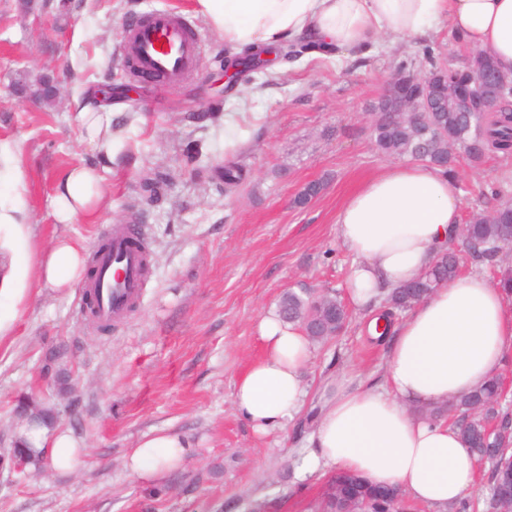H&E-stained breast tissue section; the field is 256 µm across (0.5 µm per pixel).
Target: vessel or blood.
I'll return each instance as SVG.
<instances>
[{
    "label": "vessel or blood",
    "mask_w": 512,
    "mask_h": 512,
    "mask_svg": "<svg viewBox=\"0 0 512 512\" xmlns=\"http://www.w3.org/2000/svg\"><path fill=\"white\" fill-rule=\"evenodd\" d=\"M136 48L140 73L159 75L168 84L182 83L198 68L199 39L187 18L169 9L149 13L125 33ZM150 264V250L135 229L116 225L107 249L95 256L96 275L88 287L95 294L96 319L124 316L138 301Z\"/></svg>",
    "instance_id": "b4317fda"
}]
</instances>
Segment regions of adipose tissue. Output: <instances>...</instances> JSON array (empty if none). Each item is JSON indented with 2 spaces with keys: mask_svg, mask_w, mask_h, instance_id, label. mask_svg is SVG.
<instances>
[{
  "mask_svg": "<svg viewBox=\"0 0 512 512\" xmlns=\"http://www.w3.org/2000/svg\"><path fill=\"white\" fill-rule=\"evenodd\" d=\"M210 29L231 50L296 39L312 53L364 54L386 33L421 37L440 23L468 47L512 72V0H195ZM97 158L67 169L53 196L56 223L90 217L104 195L101 167L112 163L111 141H99L110 112L84 106L79 114ZM460 221L453 179L425 163L392 164L351 192L336 216V237L357 256L346 292L359 307L379 306L387 289L423 273L447 247ZM87 248L57 238L40 267L43 286L64 290L82 277ZM265 352L239 380L238 414L255 433L283 430L307 403L303 384L310 363L307 337L277 313L258 326ZM392 349L387 387L376 392L337 382L319 410L305 458L309 470L334 467L375 485L395 486L431 507L460 501L473 487L476 460L456 428L428 420L418 407L448 403L497 376L512 354V294L473 273L434 289L389 328ZM34 458L57 472L82 464L70 432L21 424ZM189 446L160 433L141 439L129 467L151 479L175 467Z\"/></svg>",
  "mask_w": 512,
  "mask_h": 512,
  "instance_id": "1",
  "label": "adipose tissue"
}]
</instances>
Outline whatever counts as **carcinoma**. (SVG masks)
<instances>
[{
	"instance_id": "carcinoma-1",
	"label": "carcinoma",
	"mask_w": 512,
	"mask_h": 512,
	"mask_svg": "<svg viewBox=\"0 0 512 512\" xmlns=\"http://www.w3.org/2000/svg\"><path fill=\"white\" fill-rule=\"evenodd\" d=\"M470 79V69L448 68L443 81L444 88H452ZM380 112H375L371 123L372 141L376 149L388 156H409L439 166L444 173L453 174V163L457 151L463 150L467 158L477 161L479 156L471 146L480 144L487 152H496L507 160L512 157V105L509 100L498 101L488 112H450L448 94L435 101V111L425 115L421 126L409 123L388 125L380 121ZM465 249L460 252L448 246L434 264L419 278L392 289L384 303V318L395 312L411 310L422 299L429 296L440 283L447 282L459 274L460 267L468 260L497 266V284L512 290V267L497 264L498 253L512 246V216L498 205L489 213L473 214L464 229ZM278 310L282 319L299 325L313 342L320 343L319 333L335 325H346L349 315L343 302L334 294L312 292L301 288L288 289L281 296ZM454 408L470 414V419L459 429L460 436L476 461L488 467L485 508L493 512H508L509 505L499 498L497 486L503 477V461L512 460L511 453L501 449L512 448L509 438L489 435L487 423L499 421L507 426L512 423V412L502 406L499 379L493 377L485 385L452 404L439 405L426 411L432 418L440 419ZM356 495L348 497L338 473L328 482L327 489L316 512H392L393 498L365 479L349 474Z\"/></svg>"
}]
</instances>
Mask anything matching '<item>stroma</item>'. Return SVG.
<instances>
[{
	"label": "stroma",
	"mask_w": 512,
	"mask_h": 512,
	"mask_svg": "<svg viewBox=\"0 0 512 512\" xmlns=\"http://www.w3.org/2000/svg\"><path fill=\"white\" fill-rule=\"evenodd\" d=\"M156 8L186 16L204 40L197 72L167 88L124 67L121 32ZM435 49L425 63L420 43ZM471 49L447 28L418 41L385 37L366 58L302 56L259 84L228 78L223 40L195 0H0V202L21 205L10 233L19 298L0 338V439L11 441L18 399L58 405V428L86 446L78 472H0V512H313L331 476L308 472L304 440L324 385L339 377L383 388L389 342L368 332L370 314L350 307L338 338L312 345L309 401L285 431L259 435L237 414L238 380L264 352L260 318L288 289L345 296L356 257L336 237V214L363 180L391 164L371 143V114L400 65L464 67ZM57 77L53 107L19 96L22 74ZM112 93V167L96 221L58 224L54 185L92 158L78 113L94 93ZM233 129L234 152L224 151ZM243 180L226 190L224 168ZM506 170L496 155L460 158L462 220L492 210L484 188ZM320 183L319 194L297 204ZM140 224L151 274L135 308L101 332L78 313L81 287L37 285L38 260L60 236L94 246L108 227ZM156 432L192 446L152 482L129 457Z\"/></svg>",
	"instance_id": "1"
}]
</instances>
